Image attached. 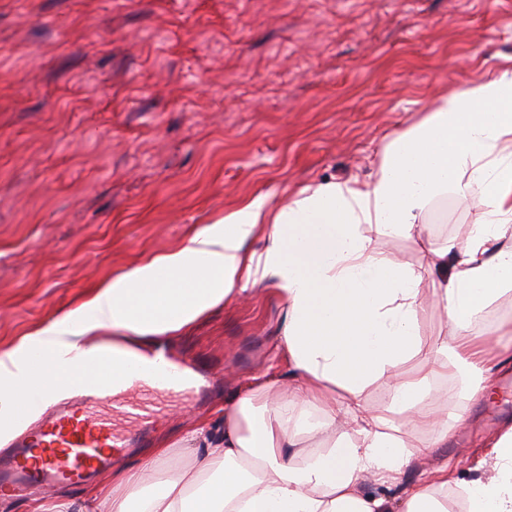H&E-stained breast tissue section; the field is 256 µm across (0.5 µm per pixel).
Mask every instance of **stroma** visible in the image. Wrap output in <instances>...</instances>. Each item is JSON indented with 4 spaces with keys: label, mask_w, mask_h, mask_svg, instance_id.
<instances>
[{
    "label": "stroma",
    "mask_w": 512,
    "mask_h": 512,
    "mask_svg": "<svg viewBox=\"0 0 512 512\" xmlns=\"http://www.w3.org/2000/svg\"><path fill=\"white\" fill-rule=\"evenodd\" d=\"M507 57L512 0H0V347L245 201L370 181L391 136ZM480 210L438 199L431 245L465 243ZM489 314L476 331L512 362V292ZM281 318L267 287L175 336L216 390L170 394L152 442L271 366ZM434 384L463 422L366 495L397 504L443 465L469 481L512 426V369L477 400L456 368Z\"/></svg>",
    "instance_id": "35a3bbf8"
}]
</instances>
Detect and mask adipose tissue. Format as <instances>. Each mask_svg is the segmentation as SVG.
<instances>
[{"label": "adipose tissue", "instance_id": "1", "mask_svg": "<svg viewBox=\"0 0 512 512\" xmlns=\"http://www.w3.org/2000/svg\"><path fill=\"white\" fill-rule=\"evenodd\" d=\"M450 191L483 206L465 245L424 248L416 266L375 251L378 237L423 239L433 201ZM255 238L261 249H248ZM267 284L284 308L279 363L225 399L221 435L197 424L161 442L140 468L104 474L84 498L30 512H449L444 466L394 509L361 485L396 483L445 444L448 405L432 382L449 366L470 374V398L485 393L493 348L475 320L512 290V64L443 95L397 133L374 180L306 186L281 206L256 197L1 348L0 447L41 413L28 383L49 401L88 367L119 376L209 310ZM427 299L448 317L446 338L430 343L417 322ZM413 358L416 374L395 382L386 407L371 408L369 388ZM284 385L295 406L272 400ZM423 426L426 443L415 438ZM309 435L318 450L305 451ZM200 446L204 457L187 466ZM158 459L166 477L146 483ZM484 463L486 472L462 487V512H512V428Z\"/></svg>", "mask_w": 512, "mask_h": 512}]
</instances>
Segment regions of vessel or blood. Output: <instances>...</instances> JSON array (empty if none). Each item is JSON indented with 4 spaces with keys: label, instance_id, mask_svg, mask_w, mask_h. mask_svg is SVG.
I'll return each instance as SVG.
<instances>
[{
    "label": "vessel or blood",
    "instance_id": "vessel-or-blood-1",
    "mask_svg": "<svg viewBox=\"0 0 512 512\" xmlns=\"http://www.w3.org/2000/svg\"><path fill=\"white\" fill-rule=\"evenodd\" d=\"M140 375L158 393L168 394L189 384L203 393L208 390L207 379L192 361L156 356L141 368ZM112 388V382L96 374L80 376L75 396L46 408L41 423L10 453L0 454V492L82 485L121 462L130 449L143 446L148 428L120 434L100 415V408L115 403Z\"/></svg>",
    "mask_w": 512,
    "mask_h": 512
}]
</instances>
